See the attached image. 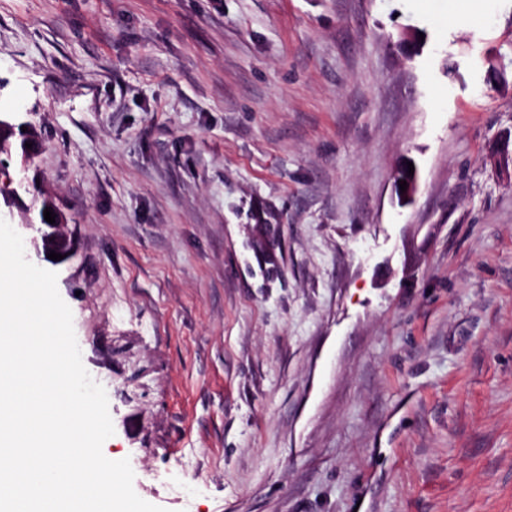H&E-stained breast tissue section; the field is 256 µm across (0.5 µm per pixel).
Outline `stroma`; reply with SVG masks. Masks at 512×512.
<instances>
[{
	"label": "stroma",
	"instance_id": "1",
	"mask_svg": "<svg viewBox=\"0 0 512 512\" xmlns=\"http://www.w3.org/2000/svg\"><path fill=\"white\" fill-rule=\"evenodd\" d=\"M15 116L141 498L512 512V0H0Z\"/></svg>",
	"mask_w": 512,
	"mask_h": 512
}]
</instances>
